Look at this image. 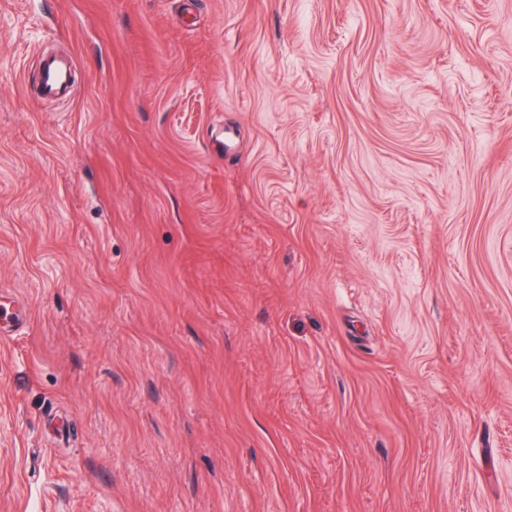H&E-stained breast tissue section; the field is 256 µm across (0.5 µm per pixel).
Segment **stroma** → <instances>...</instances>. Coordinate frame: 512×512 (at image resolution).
<instances>
[{
    "label": "stroma",
    "mask_w": 512,
    "mask_h": 512,
    "mask_svg": "<svg viewBox=\"0 0 512 512\" xmlns=\"http://www.w3.org/2000/svg\"><path fill=\"white\" fill-rule=\"evenodd\" d=\"M16 310L0 512H512V0H0ZM67 81V71L53 61H47L43 68L42 94L44 98H52Z\"/></svg>",
    "instance_id": "35a3bbf8"
}]
</instances>
